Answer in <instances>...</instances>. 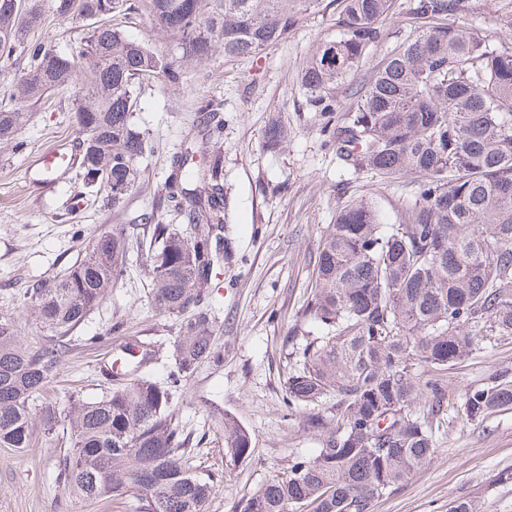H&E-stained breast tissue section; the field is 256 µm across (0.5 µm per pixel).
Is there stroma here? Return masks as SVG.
Segmentation results:
<instances>
[{"label": "stroma", "mask_w": 512, "mask_h": 512, "mask_svg": "<svg viewBox=\"0 0 512 512\" xmlns=\"http://www.w3.org/2000/svg\"><path fill=\"white\" fill-rule=\"evenodd\" d=\"M129 3L127 12L113 16L112 26L156 52L172 54L173 43L153 20L147 0ZM335 18V0H318L286 40L256 56L228 60L218 53L205 63L184 65L179 83L155 78L135 85L134 122L150 148L136 162L135 185L121 206H113L107 192L88 195L73 170L56 174L51 184L32 186L23 178L31 161L55 143L77 151L74 104L81 79L32 105L17 146L0 144V320L12 323L21 341L38 347L50 343L51 333L36 320L28 288L68 268L95 236L119 225L135 228L146 210L166 206L171 161L185 148L187 128L202 104L222 103L224 230L233 251L202 305L217 319L215 346L224 363L201 367L177 404L194 464L220 482L208 512H229L234 501L286 469L294 456L318 446L304 428L303 414L288 415L282 397L284 339L306 301L324 228L360 198L374 199L385 223H401L418 190L410 175L391 180L345 167L325 144L323 119L306 103L301 69L314 46L335 35ZM456 20L497 47L512 48V0H459ZM87 33L71 16L49 10L26 38L73 54ZM273 116L288 130L287 142L276 150L263 139ZM148 290L141 258L73 332L72 349L51 391L58 402L72 390L98 395L110 352L130 338L154 345L150 372L166 378L178 324L155 312ZM499 369L512 371V339L450 371L448 389L462 396ZM214 406L252 432L249 461L226 462L223 436L210 420ZM60 451L58 439L46 438L40 429L31 448L0 447V512H138L132 495L93 504L75 496L59 476ZM509 470L512 410L479 426L460 420L439 437L431 463L377 500L373 512H448L449 502L459 497L475 500L481 512H512V483L497 480Z\"/></svg>", "instance_id": "stroma-1"}]
</instances>
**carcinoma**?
I'll use <instances>...</instances> for the list:
<instances>
[{
	"label": "carcinoma",
	"instance_id": "obj_1",
	"mask_svg": "<svg viewBox=\"0 0 512 512\" xmlns=\"http://www.w3.org/2000/svg\"><path fill=\"white\" fill-rule=\"evenodd\" d=\"M0 0V57L27 60L15 104L0 110V144L15 140L30 103L67 86L78 70L84 92L75 107L81 176L88 188L110 184L120 204L148 150L134 124L136 83L179 82L182 66L217 52L227 59L259 54L299 25L316 0H148L173 40L167 58L110 25L94 26L77 54L25 39L47 0H24L17 14ZM72 19L127 10L128 0H72ZM396 0H341L338 35L318 43L301 82L315 112H336L339 90L353 101L325 126L336 158L383 178L411 174L418 195L400 224H384L375 202L353 200L321 237L313 281L299 323L288 330L283 403L306 414L319 448L295 456L231 507V512H371L373 503L427 466L439 436L464 419L482 424L512 409V374L496 371L450 400L445 377L481 350L512 339V50H501L457 25L454 0H413L409 14L425 27L409 34L367 78L358 70L394 18ZM221 103L210 102L172 160L166 199L182 224L143 217L149 296L178 319L167 380L153 379V349L118 373L105 374L96 399L67 397L70 448L60 476L80 498L139 497L140 512H207L217 485L192 463L190 437L177 421L175 397L206 364L220 359L214 318L201 307L224 264L226 202L221 154L198 168L194 153L219 137ZM206 140H200V135ZM264 140H288L270 119ZM135 246L123 228L92 239L60 276L31 289L35 314L54 343L21 342L0 320V447L29 448L34 427L52 434L59 403L39 407L69 352L68 334L97 309L129 268ZM229 463L249 459L253 434L235 416H214Z\"/></svg>",
	"mask_w": 512,
	"mask_h": 512
}]
</instances>
